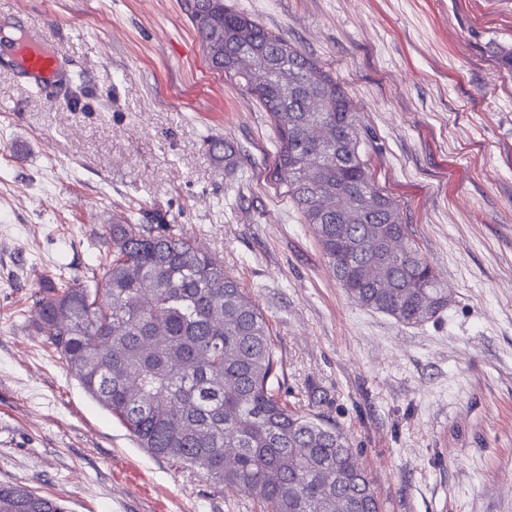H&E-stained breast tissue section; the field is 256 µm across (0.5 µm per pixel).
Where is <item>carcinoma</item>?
Segmentation results:
<instances>
[{"instance_id": "obj_1", "label": "carcinoma", "mask_w": 512, "mask_h": 512, "mask_svg": "<svg viewBox=\"0 0 512 512\" xmlns=\"http://www.w3.org/2000/svg\"><path fill=\"white\" fill-rule=\"evenodd\" d=\"M210 67L270 112L274 176L356 304L407 325L448 306L401 205L370 173L340 82L282 35L224 5L188 0ZM93 285L48 282L32 328L138 446L248 495L264 512H381L347 436L288 408L276 388L269 324L224 261L158 224L103 226ZM0 512H69L22 483L0 484Z\"/></svg>"}]
</instances>
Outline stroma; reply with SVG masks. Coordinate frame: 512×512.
Wrapping results in <instances>:
<instances>
[{
    "instance_id": "obj_1",
    "label": "stroma",
    "mask_w": 512,
    "mask_h": 512,
    "mask_svg": "<svg viewBox=\"0 0 512 512\" xmlns=\"http://www.w3.org/2000/svg\"><path fill=\"white\" fill-rule=\"evenodd\" d=\"M226 2L343 84L450 303L403 325L348 298L274 179L269 113L209 68L186 0H0V45L41 29L71 75L50 98L0 54V483L70 512H260L139 448L30 325L130 210L223 258L282 396L348 435L382 512H512V0Z\"/></svg>"
}]
</instances>
